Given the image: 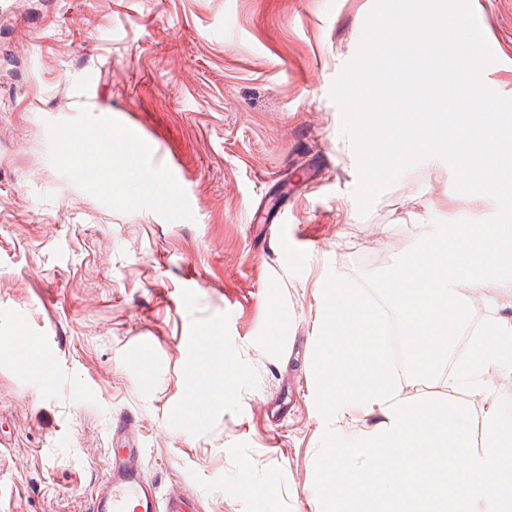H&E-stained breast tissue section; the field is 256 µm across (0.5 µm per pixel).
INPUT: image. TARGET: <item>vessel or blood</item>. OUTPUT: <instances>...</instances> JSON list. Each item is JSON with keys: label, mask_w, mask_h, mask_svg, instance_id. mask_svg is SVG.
Masks as SVG:
<instances>
[{"label": "vessel or blood", "mask_w": 512, "mask_h": 512, "mask_svg": "<svg viewBox=\"0 0 512 512\" xmlns=\"http://www.w3.org/2000/svg\"><path fill=\"white\" fill-rule=\"evenodd\" d=\"M111 149L108 138L100 147L87 148L78 175L86 179L99 177V155ZM124 429V420H113L112 455L91 497L90 512H189L187 502L160 496L157 486L144 474L142 448L124 441Z\"/></svg>", "instance_id": "obj_1"}]
</instances>
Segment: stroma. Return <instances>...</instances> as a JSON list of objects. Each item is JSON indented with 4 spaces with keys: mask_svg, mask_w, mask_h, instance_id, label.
Instances as JSON below:
<instances>
[{
    "mask_svg": "<svg viewBox=\"0 0 512 512\" xmlns=\"http://www.w3.org/2000/svg\"><path fill=\"white\" fill-rule=\"evenodd\" d=\"M470 4L494 57L487 78L512 98V0ZM374 6L0 0V342L49 341L54 365L46 383L0 356V512H88L119 417L148 479L193 512H314L326 422L304 364L318 284L360 282L433 224L499 209L486 194L461 202L451 166L430 157L360 213L330 91ZM132 130L155 148L142 173L159 189L120 180ZM107 136L110 189L73 172ZM177 205L190 212L180 224ZM191 334L221 340L236 375L227 399L190 375L202 355ZM401 385L481 419V397Z\"/></svg>",
    "mask_w": 512,
    "mask_h": 512,
    "instance_id": "35a3bbf8",
    "label": "stroma"
}]
</instances>
